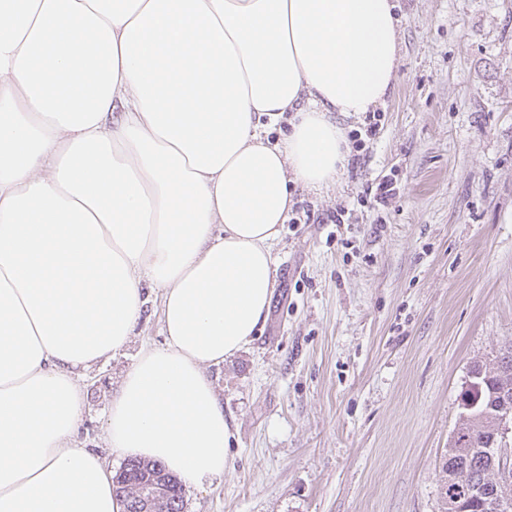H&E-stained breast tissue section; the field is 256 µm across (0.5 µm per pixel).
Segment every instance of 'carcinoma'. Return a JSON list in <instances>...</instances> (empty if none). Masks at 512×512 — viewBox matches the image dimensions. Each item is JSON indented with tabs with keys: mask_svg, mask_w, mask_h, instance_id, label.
I'll return each mask as SVG.
<instances>
[{
	"mask_svg": "<svg viewBox=\"0 0 512 512\" xmlns=\"http://www.w3.org/2000/svg\"><path fill=\"white\" fill-rule=\"evenodd\" d=\"M470 372L481 375L482 388H469L462 399L476 403L461 413L449 442L443 469L444 512H458L457 504L494 494L512 500V478L500 475L501 454L507 447L498 437L502 403L512 410V343L493 359L476 362ZM116 495L125 512H185L181 481L155 461L130 459L113 476Z\"/></svg>",
	"mask_w": 512,
	"mask_h": 512,
	"instance_id": "1",
	"label": "carcinoma"
}]
</instances>
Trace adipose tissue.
<instances>
[{
  "label": "adipose tissue",
  "mask_w": 512,
  "mask_h": 512,
  "mask_svg": "<svg viewBox=\"0 0 512 512\" xmlns=\"http://www.w3.org/2000/svg\"><path fill=\"white\" fill-rule=\"evenodd\" d=\"M399 51L393 0H0V512H124L112 458L223 478L208 370L265 323L295 188L340 181L335 116L384 102ZM149 288L165 341L108 455L77 447L79 380Z\"/></svg>",
  "instance_id": "adipose-tissue-1"
}]
</instances>
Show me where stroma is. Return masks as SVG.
<instances>
[{"label": "stroma", "mask_w": 512, "mask_h": 512, "mask_svg": "<svg viewBox=\"0 0 512 512\" xmlns=\"http://www.w3.org/2000/svg\"><path fill=\"white\" fill-rule=\"evenodd\" d=\"M395 4L379 132L341 187L297 190L311 219L283 226L268 318L210 370L230 464L186 512H443L468 370L512 340V0ZM391 173L388 208L358 204ZM163 341L150 289L128 347L82 381L81 447L106 453L111 397Z\"/></svg>", "instance_id": "stroma-1"}]
</instances>
